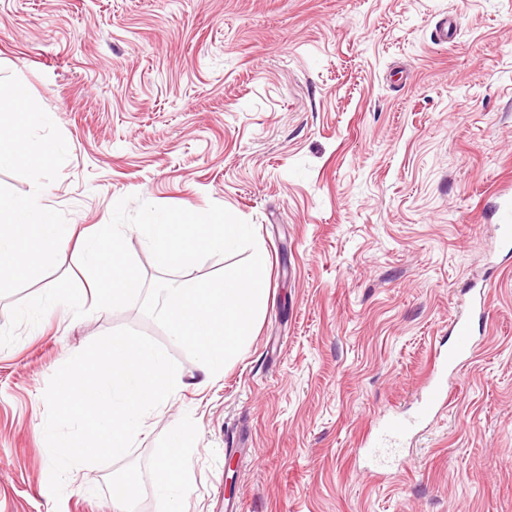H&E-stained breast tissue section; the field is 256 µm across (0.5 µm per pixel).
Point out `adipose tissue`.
<instances>
[{
  "label": "adipose tissue",
  "mask_w": 512,
  "mask_h": 512,
  "mask_svg": "<svg viewBox=\"0 0 512 512\" xmlns=\"http://www.w3.org/2000/svg\"><path fill=\"white\" fill-rule=\"evenodd\" d=\"M188 443L187 433L180 429L175 430L162 449L154 468V492L172 504V512H181L180 504L186 498L190 487L187 468Z\"/></svg>",
  "instance_id": "obj_1"
}]
</instances>
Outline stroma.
Masks as SVG:
<instances>
[{"instance_id": "1", "label": "stroma", "mask_w": 512, "mask_h": 512, "mask_svg": "<svg viewBox=\"0 0 512 512\" xmlns=\"http://www.w3.org/2000/svg\"><path fill=\"white\" fill-rule=\"evenodd\" d=\"M457 18L452 40L435 27ZM52 112L69 156L46 188L68 223L127 195L249 221L267 306L215 386L140 306H66L0 348V512H167L159 448L189 431L185 512H512V264L493 196L512 188V0H0V76ZM487 291L447 412L386 481L358 446L414 416L448 322ZM140 330L184 387L133 449L49 490L43 398L72 355ZM243 434L246 456L226 457ZM135 497V488L130 482L118 481L112 485V506L117 512H128Z\"/></svg>"}]
</instances>
